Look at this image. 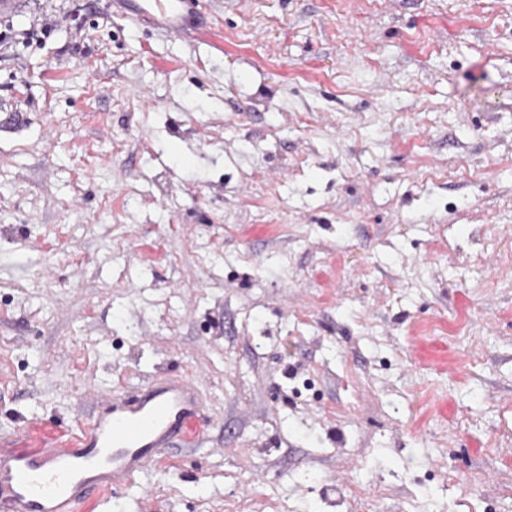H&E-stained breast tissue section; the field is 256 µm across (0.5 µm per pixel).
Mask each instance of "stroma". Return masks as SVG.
<instances>
[{
	"mask_svg": "<svg viewBox=\"0 0 512 512\" xmlns=\"http://www.w3.org/2000/svg\"><path fill=\"white\" fill-rule=\"evenodd\" d=\"M206 23L0 0V438L185 376L80 512H512V0Z\"/></svg>",
	"mask_w": 512,
	"mask_h": 512,
	"instance_id": "1",
	"label": "stroma"
}]
</instances>
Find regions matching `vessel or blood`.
<instances>
[{
    "label": "vessel or blood",
    "mask_w": 512,
    "mask_h": 512,
    "mask_svg": "<svg viewBox=\"0 0 512 512\" xmlns=\"http://www.w3.org/2000/svg\"><path fill=\"white\" fill-rule=\"evenodd\" d=\"M112 11L163 35L206 29L201 0H112ZM201 414L188 379L158 378L112 398L70 435L20 430L0 441V512H79L129 487L163 449L198 446Z\"/></svg>",
    "instance_id": "vessel-or-blood-1"
}]
</instances>
